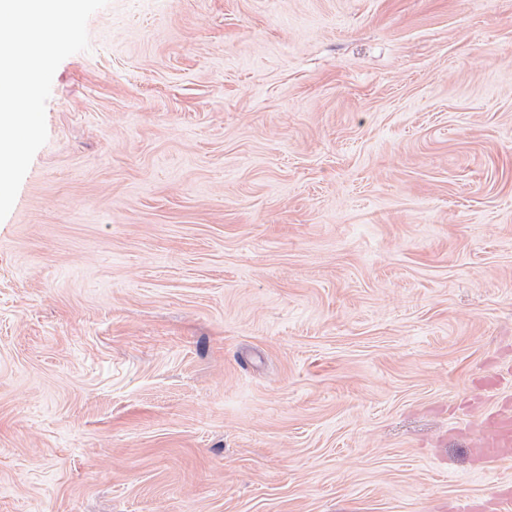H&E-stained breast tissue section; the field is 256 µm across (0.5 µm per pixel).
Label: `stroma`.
<instances>
[{
    "label": "stroma",
    "mask_w": 512,
    "mask_h": 512,
    "mask_svg": "<svg viewBox=\"0 0 512 512\" xmlns=\"http://www.w3.org/2000/svg\"><path fill=\"white\" fill-rule=\"evenodd\" d=\"M0 221V512H443L512 397V0H108Z\"/></svg>",
    "instance_id": "stroma-1"
}]
</instances>
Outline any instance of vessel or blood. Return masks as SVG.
Segmentation results:
<instances>
[{"instance_id":"obj_1","label":"vessel or blood","mask_w":512,"mask_h":512,"mask_svg":"<svg viewBox=\"0 0 512 512\" xmlns=\"http://www.w3.org/2000/svg\"><path fill=\"white\" fill-rule=\"evenodd\" d=\"M471 455L478 466L512 459V402L502 401L476 419L468 434ZM448 512H512V482L496 485L485 496L449 504Z\"/></svg>"}]
</instances>
